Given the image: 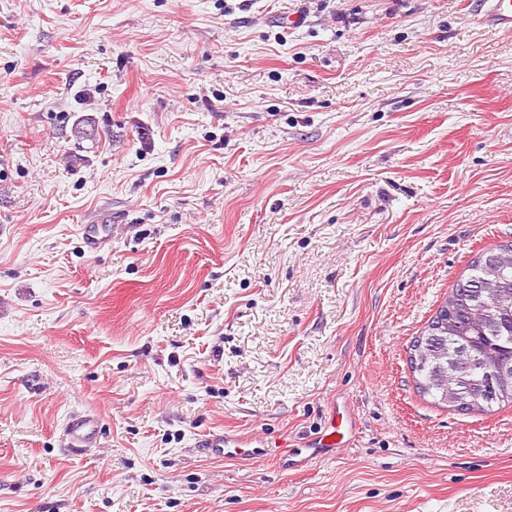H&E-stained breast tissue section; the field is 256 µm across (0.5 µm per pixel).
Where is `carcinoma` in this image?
<instances>
[{"label": "carcinoma", "instance_id": "cac0c4a2", "mask_svg": "<svg viewBox=\"0 0 512 512\" xmlns=\"http://www.w3.org/2000/svg\"><path fill=\"white\" fill-rule=\"evenodd\" d=\"M71 134L96 140L95 121L76 119ZM417 342L411 371L421 396L474 414L512 405V240L471 259ZM487 371L497 372L495 397L483 391Z\"/></svg>", "mask_w": 512, "mask_h": 512}]
</instances>
